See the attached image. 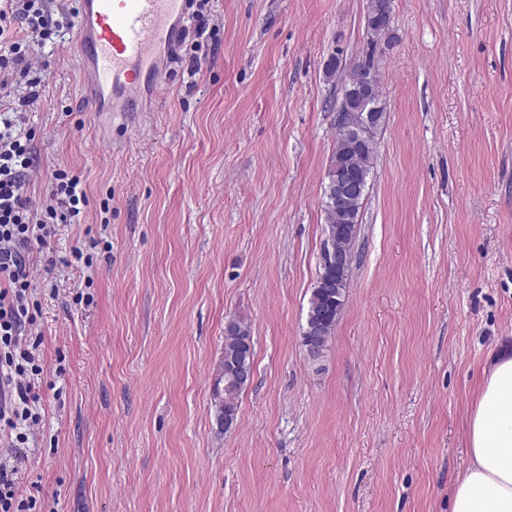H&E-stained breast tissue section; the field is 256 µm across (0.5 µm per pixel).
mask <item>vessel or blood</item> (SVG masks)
<instances>
[{
	"instance_id": "1",
	"label": "vessel or blood",
	"mask_w": 512,
	"mask_h": 512,
	"mask_svg": "<svg viewBox=\"0 0 512 512\" xmlns=\"http://www.w3.org/2000/svg\"><path fill=\"white\" fill-rule=\"evenodd\" d=\"M187 0H79L77 48L91 110L153 102L163 52L174 48Z\"/></svg>"
}]
</instances>
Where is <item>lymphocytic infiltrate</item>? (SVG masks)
Returning a JSON list of instances; mask_svg holds the SVG:
<instances>
[{
    "mask_svg": "<svg viewBox=\"0 0 512 512\" xmlns=\"http://www.w3.org/2000/svg\"><path fill=\"white\" fill-rule=\"evenodd\" d=\"M75 11L53 15L48 0H0V95L10 96L15 77L30 91L0 116V512H43L39 496L22 493L19 464L34 428L43 421L39 377L44 372L38 347L29 336L37 308L31 299L30 262L48 259L54 224L81 223L88 197L79 176L58 169L56 189L45 209H33L24 193L33 166L32 131L27 113L40 98V78L26 64L24 37L54 42L75 26Z\"/></svg>",
    "mask_w": 512,
    "mask_h": 512,
    "instance_id": "lymphocytic-infiltrate-1",
    "label": "lymphocytic infiltrate"
}]
</instances>
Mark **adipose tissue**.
<instances>
[{
	"instance_id": "adipose-tissue-1",
	"label": "adipose tissue",
	"mask_w": 512,
	"mask_h": 512,
	"mask_svg": "<svg viewBox=\"0 0 512 512\" xmlns=\"http://www.w3.org/2000/svg\"><path fill=\"white\" fill-rule=\"evenodd\" d=\"M471 464L453 491L452 512H512V353H489L469 417Z\"/></svg>"
}]
</instances>
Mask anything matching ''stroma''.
Here are the masks:
<instances>
[{"label": "stroma", "instance_id": "obj_1", "mask_svg": "<svg viewBox=\"0 0 512 512\" xmlns=\"http://www.w3.org/2000/svg\"><path fill=\"white\" fill-rule=\"evenodd\" d=\"M367 3L210 0L199 72L169 64L149 112L89 110L73 33L34 47L27 194L41 205L62 168L89 203L33 273L45 416L21 491L54 512H451L482 368L512 343V0H393L346 303L314 362L302 327ZM234 318L254 375L227 432ZM241 391L242 388L236 387L231 382V377L225 371L224 366V392L222 394L219 393L218 402H215L217 418H224V431H229L234 427L233 415L224 417V410H230L235 412L237 418L238 399L241 394Z\"/></svg>", "mask_w": 512, "mask_h": 512}]
</instances>
